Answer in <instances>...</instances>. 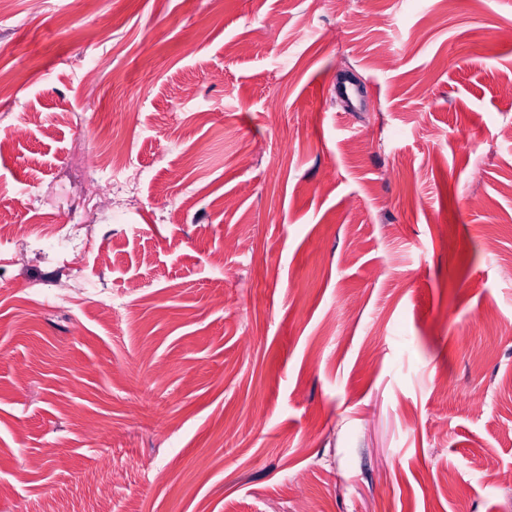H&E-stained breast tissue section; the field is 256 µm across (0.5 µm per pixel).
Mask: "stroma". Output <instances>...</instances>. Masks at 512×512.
Instances as JSON below:
<instances>
[{"label":"stroma","mask_w":512,"mask_h":512,"mask_svg":"<svg viewBox=\"0 0 512 512\" xmlns=\"http://www.w3.org/2000/svg\"><path fill=\"white\" fill-rule=\"evenodd\" d=\"M508 30L512 0H0V512H512ZM94 167L106 176L104 188L107 199H117L121 204L130 205L138 202L135 195H130L133 193L131 185L135 177L129 150L124 142H113L111 152L97 157Z\"/></svg>","instance_id":"stroma-1"}]
</instances>
